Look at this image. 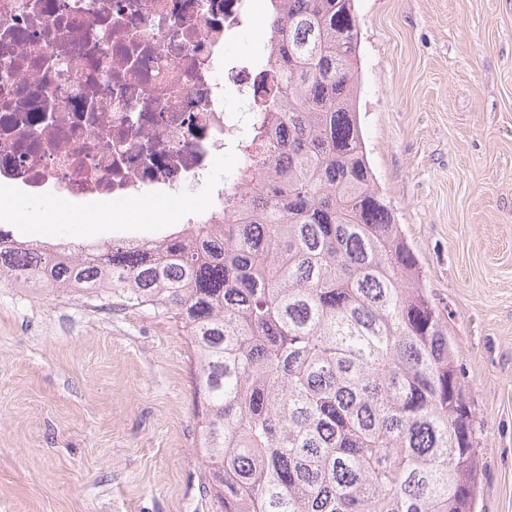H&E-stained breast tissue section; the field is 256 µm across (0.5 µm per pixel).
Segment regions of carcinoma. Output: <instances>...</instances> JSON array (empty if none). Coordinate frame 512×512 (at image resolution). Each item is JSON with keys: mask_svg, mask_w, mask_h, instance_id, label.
I'll list each match as a JSON object with an SVG mask.
<instances>
[{"mask_svg": "<svg viewBox=\"0 0 512 512\" xmlns=\"http://www.w3.org/2000/svg\"><path fill=\"white\" fill-rule=\"evenodd\" d=\"M268 2L266 155L235 209L158 242L0 247V276L180 323L223 512H474L454 343L366 154L355 0Z\"/></svg>", "mask_w": 512, "mask_h": 512, "instance_id": "carcinoma-1", "label": "carcinoma"}]
</instances>
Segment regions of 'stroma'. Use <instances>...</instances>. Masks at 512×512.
Instances as JSON below:
<instances>
[{
    "instance_id": "stroma-1",
    "label": "stroma",
    "mask_w": 512,
    "mask_h": 512,
    "mask_svg": "<svg viewBox=\"0 0 512 512\" xmlns=\"http://www.w3.org/2000/svg\"><path fill=\"white\" fill-rule=\"evenodd\" d=\"M359 112L378 188L448 322L479 438L475 512H512V0H356ZM15 237L102 243L115 225ZM174 320L0 288V512H217Z\"/></svg>"
}]
</instances>
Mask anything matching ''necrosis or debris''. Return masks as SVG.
Returning <instances> with one entry per match:
<instances>
[{
	"mask_svg": "<svg viewBox=\"0 0 512 512\" xmlns=\"http://www.w3.org/2000/svg\"><path fill=\"white\" fill-rule=\"evenodd\" d=\"M253 0H0V189L63 204L182 197L233 206L253 168L268 40L232 58Z\"/></svg>",
	"mask_w": 512,
	"mask_h": 512,
	"instance_id": "4bbe7bcc",
	"label": "necrosis or debris"
}]
</instances>
